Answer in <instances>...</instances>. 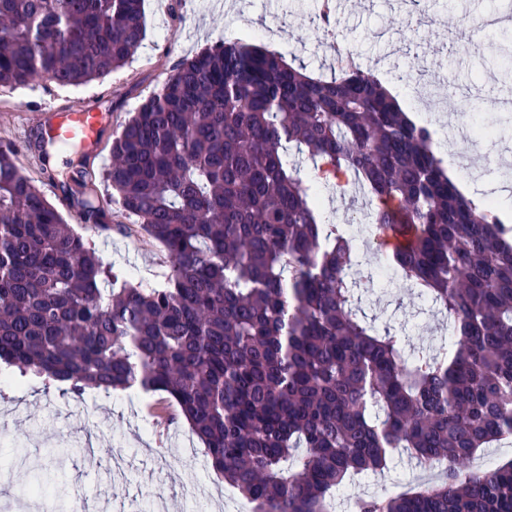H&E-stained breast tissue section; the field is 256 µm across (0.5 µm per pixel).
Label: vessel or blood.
Masks as SVG:
<instances>
[{
    "mask_svg": "<svg viewBox=\"0 0 512 512\" xmlns=\"http://www.w3.org/2000/svg\"><path fill=\"white\" fill-rule=\"evenodd\" d=\"M109 118L95 107L82 105L67 111L52 110L39 114L36 125L42 129L48 144L79 143L84 147L99 144L100 135ZM411 238L409 227L390 225L383 229L378 242L381 248L395 249L406 246Z\"/></svg>",
    "mask_w": 512,
    "mask_h": 512,
    "instance_id": "1",
    "label": "vessel or blood"
}]
</instances>
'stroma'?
Returning <instances> with one entry per match:
<instances>
[{"label":"stroma","mask_w":512,"mask_h":512,"mask_svg":"<svg viewBox=\"0 0 512 512\" xmlns=\"http://www.w3.org/2000/svg\"><path fill=\"white\" fill-rule=\"evenodd\" d=\"M321 0H145L146 37L132 62L104 78L79 86L43 82L27 88L0 87V144L16 153L17 163L70 224L78 218L41 174L42 164L28 142L36 116L44 105L96 103L113 116L106 127L103 149H57L52 168L58 180L84 168L97 180L100 199L109 190L102 183L104 159L116 125L135 112L156 90L177 61L221 38L240 39L279 50L312 74H330L336 56L319 20ZM437 22L429 24L409 11L403 0H345L334 12L339 42L352 46L358 65L385 83L400 86L401 74L416 68L432 80L437 67L447 69L448 82L433 88L437 111L426 108L416 89L401 96L404 111L430 124L446 145L440 155L462 154L483 186L512 181V164H501V150L512 151V135L486 142L472 151L475 126H493L503 114L499 103L512 82L503 83V68L483 65L481 59L453 47L449 37L467 32L473 17L498 11L512 17V0H430ZM473 115L463 127L457 115ZM112 221L126 225L127 235L95 237L104 258L133 272L142 286L160 280L167 270L163 249L137 230L135 217L113 209ZM417 297L397 284L379 282L365 311L384 321L403 319L418 306ZM164 394L137 395L125 391L86 390L73 398L67 384L40 380L0 387V512H18L30 499L26 489L34 468H50V480L60 494L53 512H71L75 492L85 497V512H224L222 502L231 485L214 483L210 467L191 457L198 441L184 420L156 422L148 406L165 404ZM415 462L399 459L381 476L354 479L340 498L356 499L381 492L384 486L411 481Z\"/></svg>","instance_id":"obj_1"}]
</instances>
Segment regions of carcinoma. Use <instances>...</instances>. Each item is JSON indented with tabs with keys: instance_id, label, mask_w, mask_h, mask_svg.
<instances>
[{
	"instance_id": "obj_1",
	"label": "carcinoma",
	"mask_w": 512,
	"mask_h": 512,
	"mask_svg": "<svg viewBox=\"0 0 512 512\" xmlns=\"http://www.w3.org/2000/svg\"><path fill=\"white\" fill-rule=\"evenodd\" d=\"M144 0H0V86L79 85L134 59ZM110 201L161 244L144 288L107 263L0 145V361L87 389L164 393L215 474L251 512H329L357 475L403 450L443 464L355 512H512V461L467 467L512 439V220L463 195L381 80L313 78L261 46L221 39L181 58L112 139ZM324 182L368 196V244L448 322L447 348L362 304L377 272L319 209ZM96 234L126 230L86 174L61 184ZM411 238V231L408 226L400 227L388 225L381 232L378 242L381 249H395L396 247L406 246Z\"/></svg>"
}]
</instances>
